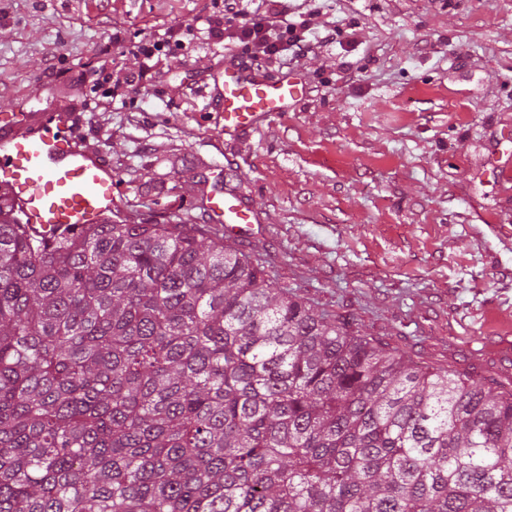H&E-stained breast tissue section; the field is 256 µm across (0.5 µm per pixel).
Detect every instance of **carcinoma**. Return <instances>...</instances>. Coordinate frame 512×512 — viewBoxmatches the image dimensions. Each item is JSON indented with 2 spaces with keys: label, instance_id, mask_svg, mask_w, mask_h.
<instances>
[{
  "label": "carcinoma",
  "instance_id": "obj_1",
  "mask_svg": "<svg viewBox=\"0 0 512 512\" xmlns=\"http://www.w3.org/2000/svg\"><path fill=\"white\" fill-rule=\"evenodd\" d=\"M0 512H512V391L192 224L0 207Z\"/></svg>",
  "mask_w": 512,
  "mask_h": 512
}]
</instances>
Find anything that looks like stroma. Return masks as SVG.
Wrapping results in <instances>:
<instances>
[{
	"label": "stroma",
	"instance_id": "obj_1",
	"mask_svg": "<svg viewBox=\"0 0 512 512\" xmlns=\"http://www.w3.org/2000/svg\"><path fill=\"white\" fill-rule=\"evenodd\" d=\"M339 42L292 72L302 101L227 136L208 108L230 57L204 19L222 0H0V119L67 108L112 167L128 224H205L200 194H238L253 232L226 244L278 288L433 369L512 383V0H310ZM180 29V43L169 42ZM162 42L111 111L81 82Z\"/></svg>",
	"mask_w": 512,
	"mask_h": 512
}]
</instances>
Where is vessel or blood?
<instances>
[{"mask_svg":"<svg viewBox=\"0 0 512 512\" xmlns=\"http://www.w3.org/2000/svg\"><path fill=\"white\" fill-rule=\"evenodd\" d=\"M298 77L268 78L228 63L217 99L224 132L234 136L257 128L300 101ZM67 110L24 113L0 121V189L8 193L17 219L38 232L52 234L85 224H99L116 206L118 181L111 167L85 148ZM211 223L248 228L254 211L236 194L203 195Z\"/></svg>","mask_w":512,"mask_h":512,"instance_id":"obj_1","label":"vessel or blood"}]
</instances>
